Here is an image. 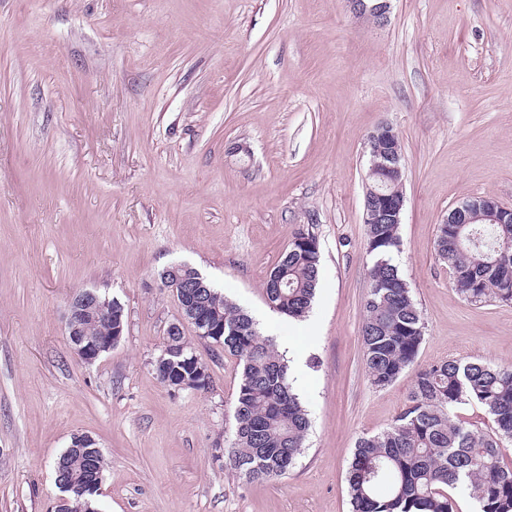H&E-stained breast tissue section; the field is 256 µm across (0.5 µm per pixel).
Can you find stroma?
Segmentation results:
<instances>
[{
    "mask_svg": "<svg viewBox=\"0 0 512 512\" xmlns=\"http://www.w3.org/2000/svg\"><path fill=\"white\" fill-rule=\"evenodd\" d=\"M383 124L403 147L394 262L425 324L418 365H512V303L467 302L434 252L462 200L512 206V0H392L382 26L346 0H0V512H55L53 465L79 434L106 459L97 512H349L355 442L414 381L375 387L362 356ZM297 231L321 251L302 320L263 295ZM180 263L304 361L311 428L284 477L229 465L236 357L188 324L208 388L154 370L181 317L161 275ZM81 289L125 311L92 363L65 335Z\"/></svg>",
    "mask_w": 512,
    "mask_h": 512,
    "instance_id": "35a3bbf8",
    "label": "stroma"
}]
</instances>
